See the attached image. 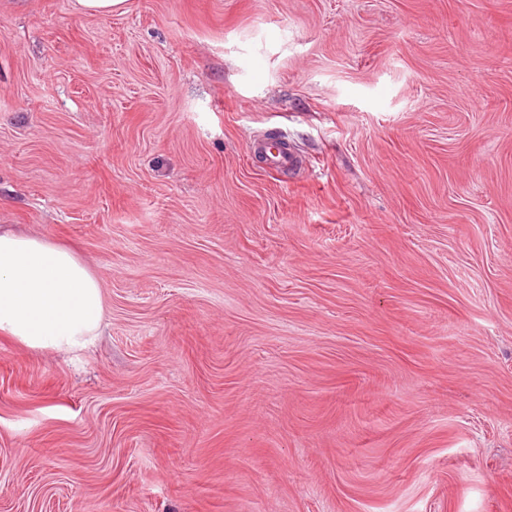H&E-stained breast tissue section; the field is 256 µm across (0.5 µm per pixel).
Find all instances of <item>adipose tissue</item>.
Returning <instances> with one entry per match:
<instances>
[{"label": "adipose tissue", "mask_w": 512, "mask_h": 512, "mask_svg": "<svg viewBox=\"0 0 512 512\" xmlns=\"http://www.w3.org/2000/svg\"><path fill=\"white\" fill-rule=\"evenodd\" d=\"M105 312L85 261L46 237L0 226V334L31 349L84 348Z\"/></svg>", "instance_id": "1"}]
</instances>
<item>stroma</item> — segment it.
Here are the masks:
<instances>
[{
    "label": "stroma",
    "mask_w": 512,
    "mask_h": 512,
    "mask_svg": "<svg viewBox=\"0 0 512 512\" xmlns=\"http://www.w3.org/2000/svg\"><path fill=\"white\" fill-rule=\"evenodd\" d=\"M0 224V512H512V0H0ZM75 7L92 15H107L123 11L127 0H74ZM105 312L85 261L45 236L0 226V334L31 349L86 348Z\"/></svg>",
    "instance_id": "35a3bbf8"
}]
</instances>
